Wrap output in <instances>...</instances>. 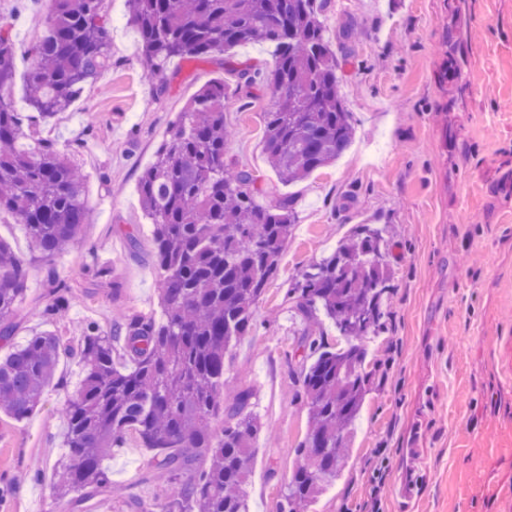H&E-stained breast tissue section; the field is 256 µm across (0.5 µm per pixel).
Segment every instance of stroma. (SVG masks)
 <instances>
[{"mask_svg": "<svg viewBox=\"0 0 512 512\" xmlns=\"http://www.w3.org/2000/svg\"><path fill=\"white\" fill-rule=\"evenodd\" d=\"M53 0H0L13 27L15 76L5 99L24 107L44 18ZM112 69L42 128L72 149L91 207L84 249L46 261L28 234L0 213V239L28 264L27 296L11 343L52 331L69 344L79 325L109 327L115 310L160 311L151 220L139 177L186 104L206 84L227 88V157L295 201V223L276 277L255 307L251 331L225 360L230 387L250 389L270 430L259 437L248 491L252 512H276L300 458L309 404L301 382L304 332L332 344L329 322L305 321L287 297L311 264L358 224L391 228L388 316L368 341L371 387L336 484L306 512H512V0H327L328 35L347 23L358 35L337 45L355 140L336 163L279 184L263 149L267 89L239 88L236 68L273 67V49L171 59L149 74L127 0H112ZM69 290L66 317L46 306ZM82 381L62 358L42 403L22 421L0 413V512H59L54 465L63 455L62 414ZM155 452L128 437L105 466L112 491L88 512H134L161 483L143 480ZM40 462L41 478L31 467Z\"/></svg>", "mask_w": 512, "mask_h": 512, "instance_id": "stroma-1", "label": "stroma"}]
</instances>
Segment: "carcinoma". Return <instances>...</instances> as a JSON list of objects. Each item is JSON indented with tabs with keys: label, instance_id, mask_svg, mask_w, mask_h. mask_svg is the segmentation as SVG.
I'll list each match as a JSON object with an SVG mask.
<instances>
[{
	"label": "carcinoma",
	"instance_id": "obj_1",
	"mask_svg": "<svg viewBox=\"0 0 512 512\" xmlns=\"http://www.w3.org/2000/svg\"><path fill=\"white\" fill-rule=\"evenodd\" d=\"M34 52L30 108L0 95V212L27 226L32 251L49 261L82 241L90 207L85 182L67 149L22 126L47 123L112 68L110 0H56ZM325 0H128L148 72L172 58L203 59L241 44L274 49L271 73L238 71L247 86L275 89L266 113L264 151L283 183L308 177L345 153L355 127L340 94L341 65L320 19ZM15 69L12 27L0 24V90ZM224 82L204 86L180 112L140 179L152 219L161 316L122 313L108 330L83 326L72 347L51 331L36 333L0 358V413L16 421L41 403L63 356L78 358L79 388L64 415L65 455L56 463L64 508L112 491L104 461L134 434L154 448L170 494L156 512H250L248 479L263 423L253 393H225L224 361L251 330L254 306L276 275L291 232L294 201L258 185L226 159ZM265 193V206L255 197ZM387 228L356 225L329 256L311 265L291 289L294 308L309 319H332L346 345L336 350L307 335L312 362L302 385L309 430L297 449L278 512H304L344 467V453L368 392L363 339L384 325L391 292ZM27 267L0 240V319L25 296ZM132 363L120 369L116 357Z\"/></svg>",
	"mask_w": 512,
	"mask_h": 512
}]
</instances>
